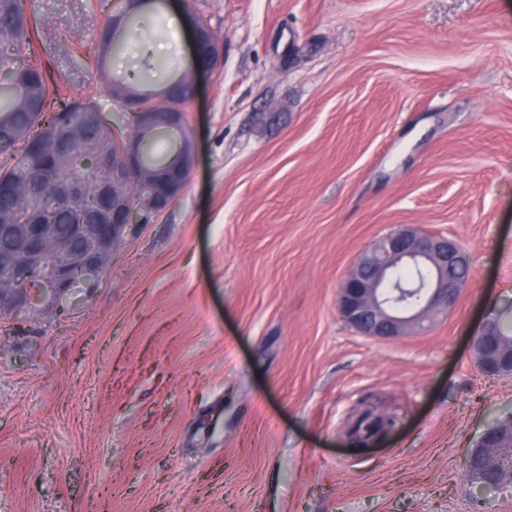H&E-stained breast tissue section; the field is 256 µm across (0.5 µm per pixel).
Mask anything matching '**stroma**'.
<instances>
[{"label":"stroma","mask_w":512,"mask_h":512,"mask_svg":"<svg viewBox=\"0 0 512 512\" xmlns=\"http://www.w3.org/2000/svg\"><path fill=\"white\" fill-rule=\"evenodd\" d=\"M49 65L103 98L87 0H26ZM223 41L184 107L197 159L68 316L0 310V512H512L465 460L512 419L472 339L512 299V0H156L111 73L158 92L194 26ZM470 259L397 340L336 309L399 226ZM393 415L368 444L364 411Z\"/></svg>","instance_id":"obj_1"}]
</instances>
